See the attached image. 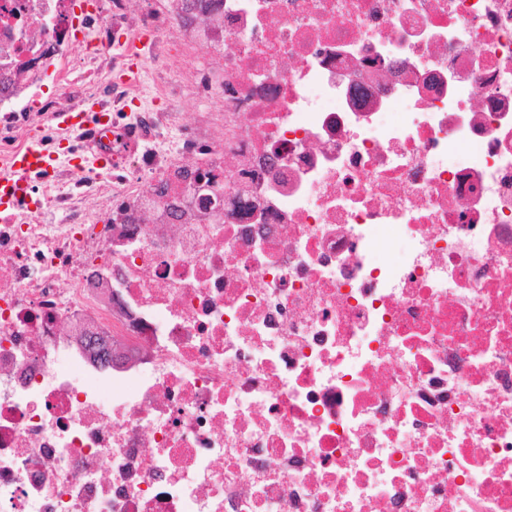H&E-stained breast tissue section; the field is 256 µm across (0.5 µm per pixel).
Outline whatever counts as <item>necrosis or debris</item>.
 <instances>
[{
    "mask_svg": "<svg viewBox=\"0 0 512 512\" xmlns=\"http://www.w3.org/2000/svg\"><path fill=\"white\" fill-rule=\"evenodd\" d=\"M89 103L0 216V512H512V0H0V164Z\"/></svg>",
    "mask_w": 512,
    "mask_h": 512,
    "instance_id": "4bbe7bcc",
    "label": "necrosis or debris"
}]
</instances>
